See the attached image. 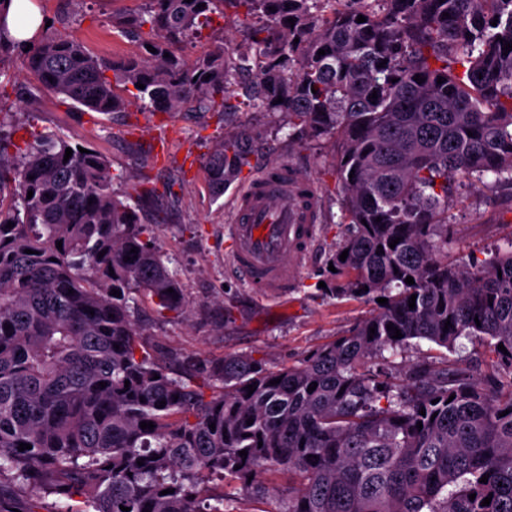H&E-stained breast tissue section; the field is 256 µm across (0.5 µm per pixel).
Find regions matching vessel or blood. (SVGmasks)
<instances>
[{
	"label": "vessel or blood",
	"instance_id": "1",
	"mask_svg": "<svg viewBox=\"0 0 512 512\" xmlns=\"http://www.w3.org/2000/svg\"><path fill=\"white\" fill-rule=\"evenodd\" d=\"M321 203L313 183L285 164H270L232 199L224 234L230 269L259 298L300 285L316 240Z\"/></svg>",
	"mask_w": 512,
	"mask_h": 512
}]
</instances>
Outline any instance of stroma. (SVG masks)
I'll use <instances>...</instances> for the list:
<instances>
[{"mask_svg":"<svg viewBox=\"0 0 512 512\" xmlns=\"http://www.w3.org/2000/svg\"><path fill=\"white\" fill-rule=\"evenodd\" d=\"M144 0H36L51 31L78 39L93 55L118 61L140 53L139 43L116 28L114 16L142 7ZM248 36L233 10L214 13L199 36L173 44L174 54L196 58L221 44L234 47ZM34 79L13 54L0 69V110L29 129L54 128L72 143L107 156L113 188L135 207L156 244L172 257L186 290L185 313L158 314L149 299L139 301V320L151 339L199 360L247 353L270 368L299 364L318 346L345 334L371 312L373 302L325 295L329 263L344 226L331 139L294 136L281 113L240 107L227 100L238 125L253 139V162L293 166L316 186L321 199L317 244L299 290L280 299H259L227 271L224 225L227 198H214L205 165L228 128L214 113L185 108L175 115L141 111H88L64 95L35 90ZM512 237V186L458 190L449 198L448 254L463 261L488 259Z\"/></svg>","mask_w":512,"mask_h":512,"instance_id":"35a3bbf8","label":"stroma"}]
</instances>
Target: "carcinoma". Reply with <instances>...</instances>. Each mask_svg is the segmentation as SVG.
<instances>
[{"label":"carcinoma","instance_id":"cac0c4a2","mask_svg":"<svg viewBox=\"0 0 512 512\" xmlns=\"http://www.w3.org/2000/svg\"><path fill=\"white\" fill-rule=\"evenodd\" d=\"M147 3L117 25L156 52L107 65L52 35L24 52L26 70L94 112L125 111L132 86L144 112L191 104L231 124L232 75L254 69L237 87L250 105L334 139L346 228L325 293L388 303L298 365L181 361L138 325L140 296L175 313L186 296L108 159L53 131L19 145L0 119V512H41L50 496L61 512H237V495L270 493L271 466L289 482L278 512H512V237L480 264L447 252L448 184L512 183V0ZM219 5L268 26L235 59L170 53ZM250 156L249 134L227 133L206 165L215 197ZM472 337L494 356L482 378L448 357L407 380L374 363L415 339L451 351Z\"/></svg>","mask_w":512,"mask_h":512}]
</instances>
